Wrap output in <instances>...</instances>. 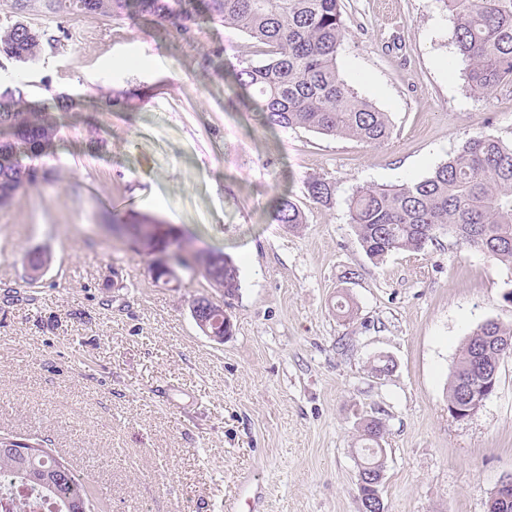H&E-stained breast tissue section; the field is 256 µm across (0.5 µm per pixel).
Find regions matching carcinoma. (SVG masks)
<instances>
[{
	"instance_id": "cac0c4a2",
	"label": "carcinoma",
	"mask_w": 512,
	"mask_h": 512,
	"mask_svg": "<svg viewBox=\"0 0 512 512\" xmlns=\"http://www.w3.org/2000/svg\"><path fill=\"white\" fill-rule=\"evenodd\" d=\"M43 0L45 9L80 15L118 16L127 0ZM454 19V46L466 62L468 86L487 97L512 85V0H439ZM137 13L180 30L206 16L247 35L259 58L235 73L239 88L257 102L266 125L304 128L324 136L376 146L391 136L386 113L360 97L340 76L339 50L348 38L341 0H136ZM50 43L45 30L23 22L0 24V56L19 63L38 60ZM73 108L70 98L52 95L31 104L18 85H0V207L8 206L27 181L32 163L52 146L60 126L57 113ZM307 197L329 207L334 183L306 181ZM349 220L365 254L381 260L393 252L420 253L445 234L467 248L480 250L512 268V142L477 133L427 176L398 186L363 185L347 203ZM273 219L290 229L305 223L291 198L278 199ZM208 279L226 289L237 282L235 266L218 253L199 256ZM212 333L224 335V307L209 297L195 298ZM512 325L494 319L469 337L448 391V409H461L481 393L479 364L493 367L512 356ZM384 424L378 418L363 426L367 447L358 470L379 474ZM13 476L46 488L63 512H100L88 486L68 463L38 437L0 436V477Z\"/></svg>"
}]
</instances>
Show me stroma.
<instances>
[{
	"instance_id": "35a3bbf8",
	"label": "stroma",
	"mask_w": 512,
	"mask_h": 512,
	"mask_svg": "<svg viewBox=\"0 0 512 512\" xmlns=\"http://www.w3.org/2000/svg\"><path fill=\"white\" fill-rule=\"evenodd\" d=\"M342 7L340 75L391 122L376 147L265 126L233 81L249 41L219 23L44 10L55 41L40 59L0 57L28 99L76 104L0 208V292L20 294L0 300V434L49 440L105 512H362L371 417L386 427L387 512H487L512 476V357L471 418L448 413L468 337L512 324V270L450 235L375 262L347 209L356 187L423 178L475 133L511 142L512 87L470 90L440 0ZM107 93L130 107L95 111ZM311 177L334 183L332 207L307 198ZM285 193L306 215L295 231L271 219ZM140 224L181 237L190 266ZM29 252L48 258L35 281ZM198 252L232 260L235 293ZM201 295L224 306L223 340L192 317Z\"/></svg>"
}]
</instances>
